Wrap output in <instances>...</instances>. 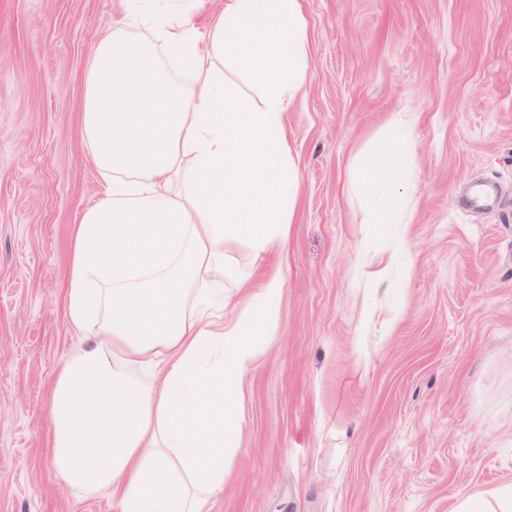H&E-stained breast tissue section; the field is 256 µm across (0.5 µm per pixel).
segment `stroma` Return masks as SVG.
<instances>
[{
	"mask_svg": "<svg viewBox=\"0 0 512 512\" xmlns=\"http://www.w3.org/2000/svg\"><path fill=\"white\" fill-rule=\"evenodd\" d=\"M309 73L286 112L300 175L284 254L230 245L250 300L284 288L242 380L224 492L203 512H451L512 489V0H300ZM122 0H0V512H124L51 461L71 229L104 182L88 62ZM413 124L404 223L356 187Z\"/></svg>",
	"mask_w": 512,
	"mask_h": 512,
	"instance_id": "35a3bbf8",
	"label": "stroma"
}]
</instances>
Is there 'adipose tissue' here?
Here are the masks:
<instances>
[{
	"instance_id": "ef3b65f1",
	"label": "adipose tissue",
	"mask_w": 512,
	"mask_h": 512,
	"mask_svg": "<svg viewBox=\"0 0 512 512\" xmlns=\"http://www.w3.org/2000/svg\"><path fill=\"white\" fill-rule=\"evenodd\" d=\"M141 27L154 39L128 37ZM304 28L299 0H221L203 38L190 10L125 0L90 59L82 128L106 191L72 233L68 318L88 343L53 381L51 459L67 484L119 494L127 512H200L224 490L237 396L284 280L274 271L246 304L216 281L232 269L229 243L279 252L288 240L299 181L283 116L307 80ZM228 51L267 87L262 109L225 90ZM412 140L409 122L391 124L359 168L370 223H400Z\"/></svg>"
}]
</instances>
